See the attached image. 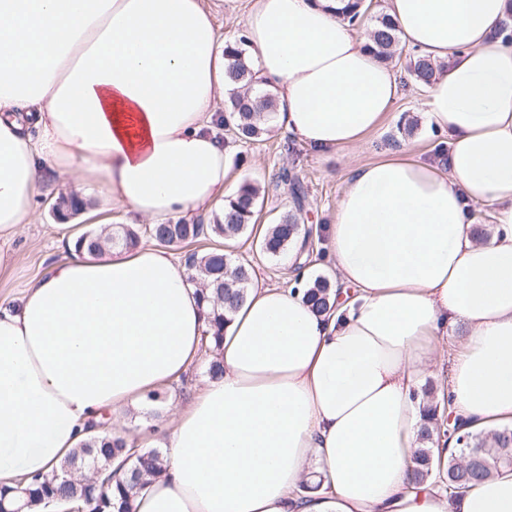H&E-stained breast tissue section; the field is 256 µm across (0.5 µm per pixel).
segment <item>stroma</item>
<instances>
[{
  "mask_svg": "<svg viewBox=\"0 0 512 512\" xmlns=\"http://www.w3.org/2000/svg\"><path fill=\"white\" fill-rule=\"evenodd\" d=\"M392 68L399 84L397 100L382 126L370 133L355 153L363 162L385 157L388 150L394 149L396 139L401 138L399 125L414 120L418 129L413 137L404 140L405 144L416 157L431 160L440 138L426 121L427 94L410 80L403 63H393ZM290 141L287 133L275 128L264 141L237 146L232 158V178L234 184L248 181L261 188L264 204L259 221L269 224L292 209L290 192L279 180L281 170L298 175L307 192L302 222L312 232L306 265L310 277L314 278L325 273L319 265L325 251L324 227L332 223L336 202L345 187L347 153L339 150L320 154L299 145L291 146ZM39 211L40 223L25 225L12 244L16 261L10 269L0 272V297L21 296L27 285L43 275L61 255L59 238L63 230L58 227L47 201H40ZM230 250L235 256L251 260L253 280L264 285L286 288L295 279L294 267L285 256L261 254L256 238H240L231 243ZM207 366V356L198 354L177 381L163 388V402L147 401L128 408L123 418L125 431L165 428L169 423L168 403H187L203 386Z\"/></svg>",
  "mask_w": 512,
  "mask_h": 512,
  "instance_id": "stroma-1",
  "label": "stroma"
}]
</instances>
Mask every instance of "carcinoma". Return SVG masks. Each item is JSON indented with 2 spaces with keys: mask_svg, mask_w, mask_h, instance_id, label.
<instances>
[{
  "mask_svg": "<svg viewBox=\"0 0 512 512\" xmlns=\"http://www.w3.org/2000/svg\"><path fill=\"white\" fill-rule=\"evenodd\" d=\"M371 4L367 0H348L341 12L342 20L359 26L367 20ZM367 48L386 62L394 57L399 46L395 25L387 15L377 17L369 34ZM245 38L240 36L224 45L228 60L226 76L234 86L224 109V124L231 129L232 143L258 141L270 130V121L277 112V99L270 90H255L254 72L246 58ZM407 70L415 84L426 88L433 81L437 66L430 59L416 56L409 61ZM280 180L289 186L295 211L281 216L270 225L267 234L259 241L260 251L277 256L291 247L298 237L308 239V232L301 228L300 213L306 201V191L301 182L286 169ZM264 197L258 186L245 181L236 193L224 203V213L216 214L213 222L123 224L115 232L90 233L77 240V248L102 255L115 247L135 249L142 239L159 245L181 244L199 239L231 241L246 234L256 223ZM184 266L189 281L197 286L199 301L204 308L206 330L202 348L212 355L207 373L212 377L223 374L224 366L217 357L224 339V325L230 315L245 301L252 279V266L245 258H232L226 245H217L204 252L192 251L184 256ZM306 300L318 313H328L335 307L332 282L317 278L305 290ZM423 424L420 432L422 447L416 449L412 480L421 485L432 478L436 463L428 445L443 437L451 440L454 450L448 454V467L441 480V487L454 500L482 481L494 471L512 467V428L504 426L487 434L467 433L464 445L458 444L457 425L450 419H441L447 405L436 399L432 389H422ZM120 460L124 473H110L100 480L96 475ZM165 469V459L157 449L127 448L122 442L110 439H85L78 451L61 464L60 468L43 478H34L25 488L27 508L41 503L57 507L68 504L91 507V512H135L134 498L145 487L146 478L154 477Z\"/></svg>",
  "mask_w": 512,
  "mask_h": 512,
  "instance_id": "1",
  "label": "carcinoma"
}]
</instances>
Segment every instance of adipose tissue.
Masks as SVG:
<instances>
[{
	"label": "adipose tissue",
	"mask_w": 512,
	"mask_h": 512,
	"mask_svg": "<svg viewBox=\"0 0 512 512\" xmlns=\"http://www.w3.org/2000/svg\"><path fill=\"white\" fill-rule=\"evenodd\" d=\"M214 0H0V243L37 223L48 180L129 224L221 212L232 194ZM340 0H253L242 23L275 125L319 153L354 148L398 96ZM512 0H388L407 46L443 68L410 149L354 165L328 227L336 309L307 278L254 284L207 378L147 445L165 470L136 512H512V472L448 500L414 485V399L449 368L470 432L512 425ZM493 210L473 236L474 205ZM205 330L173 249L76 254L0 299V487L46 475L92 423L179 378ZM322 474L319 491L296 497ZM332 282L328 278H317L305 290L306 300L318 313H328L335 307Z\"/></svg>",
	"instance_id": "1"
}]
</instances>
